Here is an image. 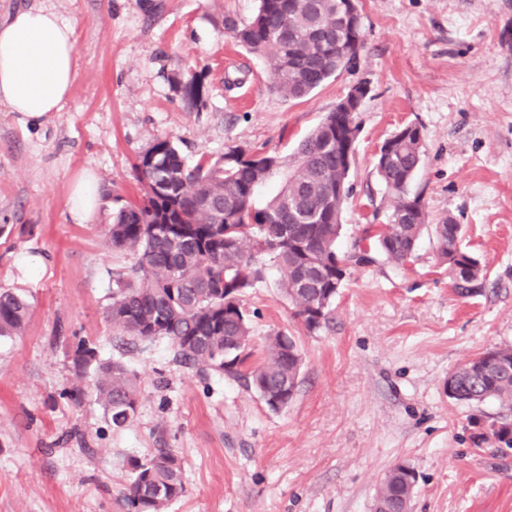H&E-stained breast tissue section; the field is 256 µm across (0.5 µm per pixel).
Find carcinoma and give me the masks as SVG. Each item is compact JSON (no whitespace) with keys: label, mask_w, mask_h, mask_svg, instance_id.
<instances>
[{"label":"carcinoma","mask_w":512,"mask_h":512,"mask_svg":"<svg viewBox=\"0 0 512 512\" xmlns=\"http://www.w3.org/2000/svg\"><path fill=\"white\" fill-rule=\"evenodd\" d=\"M343 0H258L253 19L240 24L224 17V32L264 56L275 73L274 89L289 100L309 96L338 69H347L357 50L350 44ZM187 108L204 105L198 80L178 83ZM387 161L376 163L388 203L387 223L372 234L374 250L397 265L410 262L424 233L435 242L448 275L460 294L483 278L476 258L461 247V225L448 217L427 223L420 197L409 184L422 161L419 128L401 127L385 141ZM342 153L336 126L320 124L289 157L246 152L230 146L214 158L187 163L167 138L155 140L137 158L134 170L142 194L112 216L108 235L113 247L130 251L129 269L112 273V327L140 341H168L187 365H205L238 373L249 357L251 327L242 304L244 293L261 279L258 258L276 264L279 287L312 332L329 319L346 276L336 250L346 199L336 182ZM281 172L280 187L267 201L259 189ZM30 305L26 298L0 292V337L22 332ZM77 383L67 395L78 404L82 380L94 371L96 401L115 428L137 412V376L119 360L100 358L96 347L80 339L72 354ZM302 355L293 336L280 331L267 337L264 361L250 372L266 405L277 410L292 401ZM459 402L494 398L512 410V348L479 353L454 371ZM132 480L126 494L129 512H165L184 493L178 459L160 449L149 459L129 462ZM410 475L391 469L381 501L397 510L410 494Z\"/></svg>","instance_id":"cac0c4a2"}]
</instances>
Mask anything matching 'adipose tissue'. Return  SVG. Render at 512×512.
Masks as SVG:
<instances>
[{"mask_svg": "<svg viewBox=\"0 0 512 512\" xmlns=\"http://www.w3.org/2000/svg\"><path fill=\"white\" fill-rule=\"evenodd\" d=\"M79 76L72 23L38 4L0 20V106L41 125L60 112Z\"/></svg>", "mask_w": 512, "mask_h": 512, "instance_id": "obj_1", "label": "adipose tissue"}]
</instances>
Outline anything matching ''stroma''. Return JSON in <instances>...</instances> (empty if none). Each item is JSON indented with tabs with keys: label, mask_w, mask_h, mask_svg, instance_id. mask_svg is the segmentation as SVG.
<instances>
[{
	"label": "stroma",
	"mask_w": 512,
	"mask_h": 512,
	"mask_svg": "<svg viewBox=\"0 0 512 512\" xmlns=\"http://www.w3.org/2000/svg\"><path fill=\"white\" fill-rule=\"evenodd\" d=\"M74 25L79 77L53 122L22 125L0 109V292L31 305L23 332L0 338V512H129L130 458L178 459L185 486L167 512H376L394 466L417 483L412 512H512V448L481 442L507 409L461 403L448 374L512 345V0H360L356 63L303 100L273 88L268 60L225 34L258 0H48ZM203 81L201 111L177 82ZM368 94L344 206L340 251L386 221L375 162L400 127L417 125L423 159L411 184L430 223L462 224L485 275L456 293L434 244L413 262L350 266L330 322L307 331L271 261L243 297L250 364L267 336H294L296 396L271 410L244 378L191 367L164 340L123 343L106 317L112 211L139 197L133 165L159 138L188 162L231 145L291 155L354 84ZM98 179L84 223L74 183ZM96 344L138 375L137 412L116 429L76 382L73 345Z\"/></svg>",
	"instance_id": "obj_1"
}]
</instances>
